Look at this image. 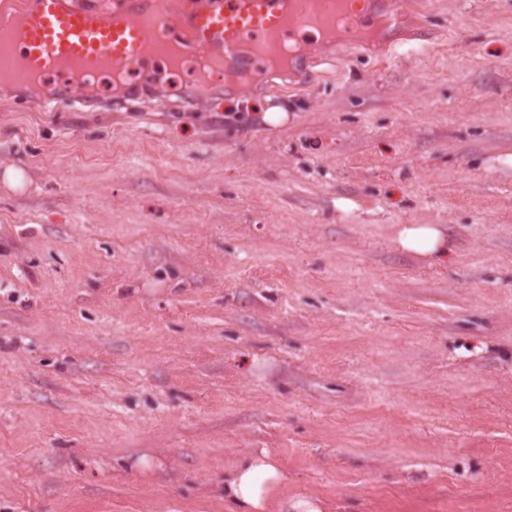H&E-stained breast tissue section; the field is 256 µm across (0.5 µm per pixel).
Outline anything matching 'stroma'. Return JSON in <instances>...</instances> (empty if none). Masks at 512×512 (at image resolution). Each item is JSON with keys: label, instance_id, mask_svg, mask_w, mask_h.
Listing matches in <instances>:
<instances>
[{"label": "stroma", "instance_id": "35a3bbf8", "mask_svg": "<svg viewBox=\"0 0 512 512\" xmlns=\"http://www.w3.org/2000/svg\"><path fill=\"white\" fill-rule=\"evenodd\" d=\"M402 11L250 86L0 84V512H226L263 448L321 512H512V0ZM394 243L400 251L430 264L448 260L452 248L451 240L441 224H399L396 226Z\"/></svg>", "mask_w": 512, "mask_h": 512}]
</instances>
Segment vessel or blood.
I'll use <instances>...</instances> for the list:
<instances>
[{
  "label": "vessel or blood",
  "mask_w": 512,
  "mask_h": 512,
  "mask_svg": "<svg viewBox=\"0 0 512 512\" xmlns=\"http://www.w3.org/2000/svg\"><path fill=\"white\" fill-rule=\"evenodd\" d=\"M332 22L351 45L366 20L342 0H212L177 25L166 0H127L108 16L72 9L66 0H36L20 38L0 42V72H12L22 85L29 75L60 71L73 93L100 75L134 70L144 55L194 61L200 47L214 46L234 73L260 67L282 44Z\"/></svg>",
  "instance_id": "vessel-or-blood-1"
}]
</instances>
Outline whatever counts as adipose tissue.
Segmentation results:
<instances>
[{"mask_svg": "<svg viewBox=\"0 0 512 512\" xmlns=\"http://www.w3.org/2000/svg\"><path fill=\"white\" fill-rule=\"evenodd\" d=\"M394 242L400 251L437 264L447 259L452 243L443 225L400 224ZM288 474L268 451H252L240 456L224 473V501L229 512H271L280 505L282 512H320L307 499L282 502L278 499Z\"/></svg>", "mask_w": 512, "mask_h": 512, "instance_id": "ef3b65f1", "label": "adipose tissue"}]
</instances>
